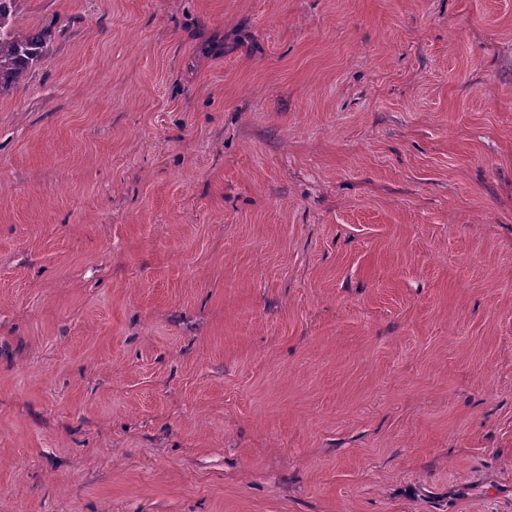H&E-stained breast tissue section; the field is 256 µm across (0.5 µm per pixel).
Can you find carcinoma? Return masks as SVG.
Wrapping results in <instances>:
<instances>
[{"label":"carcinoma","instance_id":"1","mask_svg":"<svg viewBox=\"0 0 512 512\" xmlns=\"http://www.w3.org/2000/svg\"><path fill=\"white\" fill-rule=\"evenodd\" d=\"M14 0H0V91L17 87L47 53L54 32L48 27L20 30Z\"/></svg>","mask_w":512,"mask_h":512}]
</instances>
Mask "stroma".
Masks as SVG:
<instances>
[{
  "label": "stroma",
  "mask_w": 512,
  "mask_h": 512,
  "mask_svg": "<svg viewBox=\"0 0 512 512\" xmlns=\"http://www.w3.org/2000/svg\"><path fill=\"white\" fill-rule=\"evenodd\" d=\"M0 512H512V0H15ZM15 0H0V91L17 87L47 53L51 28L20 30L14 22Z\"/></svg>",
  "instance_id": "1"
}]
</instances>
